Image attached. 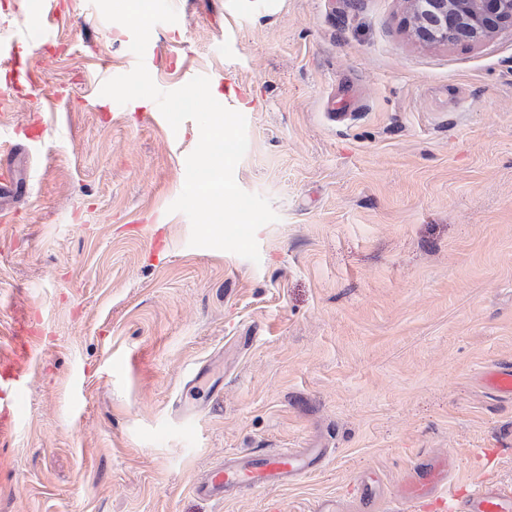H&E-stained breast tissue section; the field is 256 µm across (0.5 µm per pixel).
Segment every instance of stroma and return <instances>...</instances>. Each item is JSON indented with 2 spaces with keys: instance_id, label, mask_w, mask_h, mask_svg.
I'll return each mask as SVG.
<instances>
[{
  "instance_id": "obj_1",
  "label": "stroma",
  "mask_w": 512,
  "mask_h": 512,
  "mask_svg": "<svg viewBox=\"0 0 512 512\" xmlns=\"http://www.w3.org/2000/svg\"><path fill=\"white\" fill-rule=\"evenodd\" d=\"M0 0V512H367L421 460L512 489V28L426 45L403 0H172L149 73L247 120L259 262L170 212L199 141L103 83L137 59L92 0ZM41 79L30 86L29 77ZM325 448L281 486L194 488L233 454Z\"/></svg>"
}]
</instances>
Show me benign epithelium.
I'll return each instance as SVG.
<instances>
[{
  "mask_svg": "<svg viewBox=\"0 0 512 512\" xmlns=\"http://www.w3.org/2000/svg\"><path fill=\"white\" fill-rule=\"evenodd\" d=\"M408 29L427 44L483 42L512 27V0H405Z\"/></svg>",
  "mask_w": 512,
  "mask_h": 512,
  "instance_id": "1",
  "label": "benign epithelium"
}]
</instances>
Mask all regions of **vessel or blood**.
Wrapping results in <instances>:
<instances>
[{
	"mask_svg": "<svg viewBox=\"0 0 512 512\" xmlns=\"http://www.w3.org/2000/svg\"><path fill=\"white\" fill-rule=\"evenodd\" d=\"M327 457L323 448H283L263 455H240L225 459L199 482V495L220 499L235 488L280 485L287 478L304 476L321 466ZM449 458H431L404 480L392 497L393 512H406V505L448 490ZM478 495L463 504V512H506L512 505V491L478 485Z\"/></svg>",
	"mask_w": 512,
	"mask_h": 512,
	"instance_id": "b4317fda",
	"label": "vessel or blood"
}]
</instances>
